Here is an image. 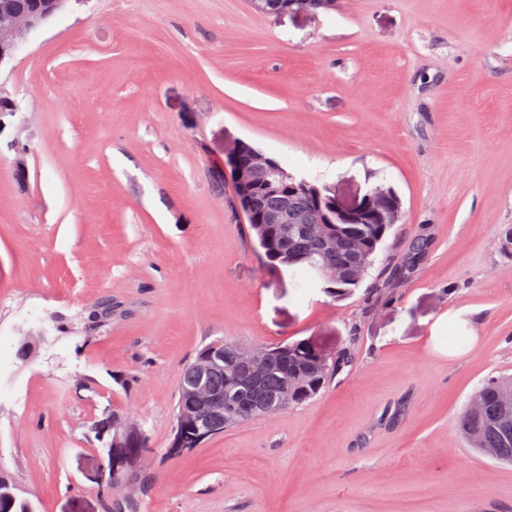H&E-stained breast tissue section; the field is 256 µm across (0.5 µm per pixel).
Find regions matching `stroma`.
I'll return each mask as SVG.
<instances>
[{
  "mask_svg": "<svg viewBox=\"0 0 512 512\" xmlns=\"http://www.w3.org/2000/svg\"><path fill=\"white\" fill-rule=\"evenodd\" d=\"M0 96V472L35 512H103L92 426L115 411L154 451L141 512H512V466L456 426L512 375V0H69ZM238 140L345 205L398 193L343 299L268 265L224 166ZM222 339L343 365L170 456L182 370Z\"/></svg>",
  "mask_w": 512,
  "mask_h": 512,
  "instance_id": "1",
  "label": "stroma"
}]
</instances>
